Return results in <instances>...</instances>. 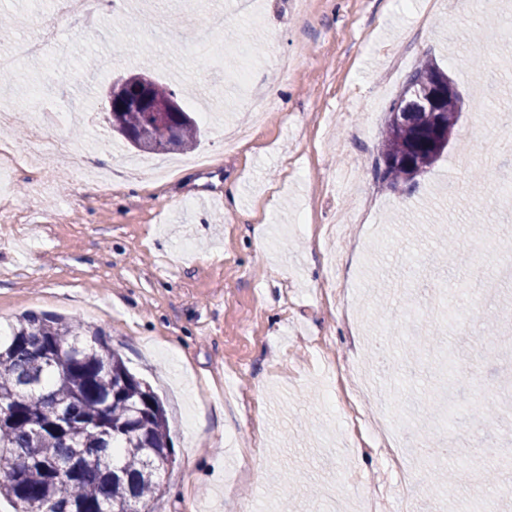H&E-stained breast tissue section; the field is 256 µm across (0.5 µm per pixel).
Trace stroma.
I'll return each mask as SVG.
<instances>
[{"label":"stroma","instance_id":"stroma-1","mask_svg":"<svg viewBox=\"0 0 512 512\" xmlns=\"http://www.w3.org/2000/svg\"><path fill=\"white\" fill-rule=\"evenodd\" d=\"M199 13L224 12L222 30L198 28L183 0H123L89 33L60 31L47 56L17 53L55 23L54 0H0L18 85L47 93V109L84 116L78 149L105 152L122 186L66 178L68 156L38 171L19 169L0 223V328L25 311L78 318L101 330L131 372L167 411L175 463L160 476L153 512H229L225 484L239 449H256L238 497L256 512H359L353 475L381 486L380 512H512V495L492 499L470 480L448 494L429 490L433 468L497 466L512 486V277L495 297L479 285L501 258L489 243L512 242V201L495 199L512 179V40L483 41L482 66L469 64L471 30L499 22L481 0H259L241 16L234 0H197ZM179 28H170L171 19ZM294 57L282 71L276 56ZM430 57L454 79L464 107L443 157L414 192L373 172L390 103L408 74ZM181 92L201 129L193 160L156 181L127 168L135 151L113 135L103 87L139 71ZM67 77L48 86V71ZM269 107L256 120L250 86ZM482 90L484 110L473 104ZM0 127V141L70 136L73 124L32 123L28 102ZM484 177L471 179L474 168ZM338 236L315 241L313 227ZM468 241L463 261L443 262L449 240ZM470 329L448 325L449 308ZM431 312L418 332L435 339L424 363L398 361L417 396L416 422L400 400L366 401L389 411L408 437L407 483L391 477L376 451L357 454L348 421L329 405L332 378L308 359L357 363L389 383L379 359L393 360L410 309ZM494 315L498 332L484 321ZM473 365L455 386L454 414L432 398L446 352ZM396 360V359H395ZM494 391L504 414L473 407L474 388Z\"/></svg>","mask_w":512,"mask_h":512}]
</instances>
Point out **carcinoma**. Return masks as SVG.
<instances>
[{"label":"carcinoma","instance_id":"carcinoma-1","mask_svg":"<svg viewBox=\"0 0 512 512\" xmlns=\"http://www.w3.org/2000/svg\"><path fill=\"white\" fill-rule=\"evenodd\" d=\"M446 75L432 60L421 61L408 75L402 97L393 101L379 148L376 177L388 186L415 187L406 162L427 170L439 159L425 139L436 122L454 128L462 99L450 97L439 111L405 104L403 96L419 80ZM112 131L134 144L148 131L157 142L177 136L178 149L198 145L201 131L182 112L151 123L145 110L114 106ZM478 408L501 412L496 396L475 393ZM22 470L0 474V496L14 512L33 502L51 512H133L163 493L161 473L174 462L165 410L150 388L130 372L102 333L78 319L33 312L20 316L9 334L0 335V456ZM84 464L70 481H57L42 466Z\"/></svg>","mask_w":512,"mask_h":512}]
</instances>
